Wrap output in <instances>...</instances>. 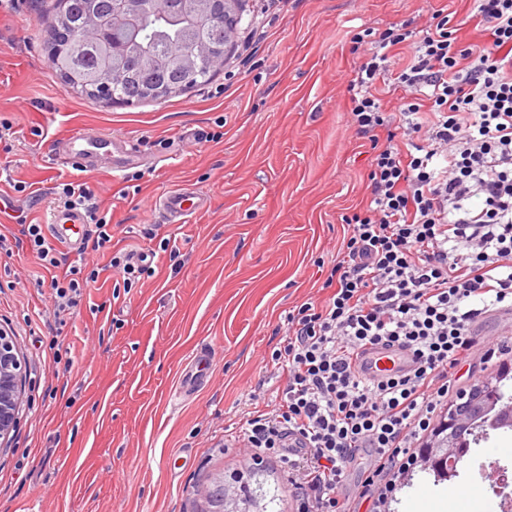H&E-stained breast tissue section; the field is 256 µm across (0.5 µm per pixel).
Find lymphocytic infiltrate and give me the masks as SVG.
Instances as JSON below:
<instances>
[{
	"instance_id": "lymphocytic-infiltrate-1",
	"label": "lymphocytic infiltrate",
	"mask_w": 512,
	"mask_h": 512,
	"mask_svg": "<svg viewBox=\"0 0 512 512\" xmlns=\"http://www.w3.org/2000/svg\"><path fill=\"white\" fill-rule=\"evenodd\" d=\"M476 2L481 45L460 46L444 7L419 33L393 25L355 37L370 55L350 83L347 123L370 143L367 205L346 219L328 297L286 317L270 353L280 393L224 437L287 465L296 512H348L344 486L358 466L360 497L373 498L375 476L447 407L452 370L478 355L471 327L482 308H512V0ZM411 39L389 113L372 87ZM56 199L83 210L94 249L110 250L116 227L89 187L65 183ZM22 234L68 312L97 274L69 264L43 225ZM368 345L411 350L415 366L368 379L355 364Z\"/></svg>"
}]
</instances>
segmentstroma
Listing matches in <instances>:
<instances>
[{"instance_id":"35a3bbf8","label":"stroma","mask_w":512,"mask_h":512,"mask_svg":"<svg viewBox=\"0 0 512 512\" xmlns=\"http://www.w3.org/2000/svg\"><path fill=\"white\" fill-rule=\"evenodd\" d=\"M438 0H242L234 46L210 84L168 100L113 106L65 86L43 48L57 0L0 7V331L26 367L16 423L0 437V512H192L216 469L253 464L224 445L226 427L275 397L263 358L293 306L328 292L343 219L366 197L362 141L346 125L349 85L368 27H421ZM131 139L142 164L117 156L81 167L45 155L74 130ZM23 181L30 192L18 193ZM84 182L119 229L120 247L152 257L135 287L84 248L98 281L55 317L50 275L19 246L13 216L47 223L53 188ZM207 194L208 210L166 224L167 192ZM156 224L171 250L142 238ZM210 348L207 380L173 399L185 364ZM512 464V432L470 451L468 498L415 473L387 483L390 512H469L495 500L480 463Z\"/></svg>"}]
</instances>
